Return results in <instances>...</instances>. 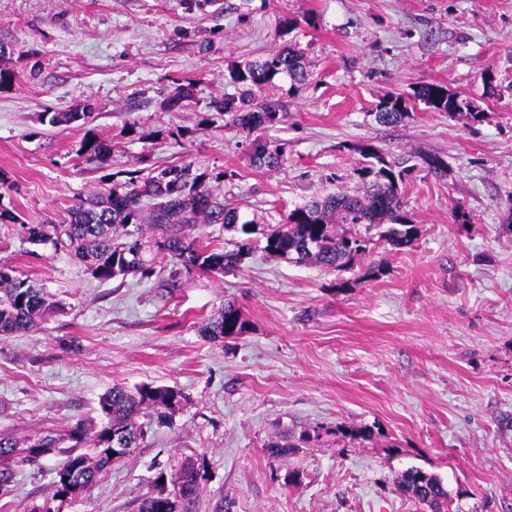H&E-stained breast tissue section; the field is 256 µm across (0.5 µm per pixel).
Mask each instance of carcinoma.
<instances>
[{"label":"carcinoma","mask_w":512,"mask_h":512,"mask_svg":"<svg viewBox=\"0 0 512 512\" xmlns=\"http://www.w3.org/2000/svg\"><path fill=\"white\" fill-rule=\"evenodd\" d=\"M279 75L291 81L289 90L305 84L307 73L302 56L291 46L261 62L236 63L228 69L231 82L241 86L237 98L216 95L212 107L229 117V123L243 133L258 167L279 169L284 163L281 144L260 134L279 122L277 103L262 97L263 90ZM415 100L435 112L452 108L459 112L466 100L448 88L422 84L414 91ZM88 101L67 112H55L52 125H76L84 134L76 156L86 162L104 163L109 147L94 129L87 127L92 115ZM375 120L395 124L409 116L404 97L390 95L375 105ZM362 158L356 169L360 188L315 198L288 212L284 222L266 232L252 219L216 193L211 181L224 174L194 171L191 163L154 167L129 172V178L103 193L80 199L70 206L59 222L23 224V237L32 245H49L54 252L73 255L95 279L108 282L128 276L150 278L156 258L170 265L167 287L178 288L183 273L231 272L260 250L297 266L318 265L327 270L349 272L368 251L369 238L355 231L380 230L379 237L402 249L414 244L420 234L412 214L406 210L399 183L411 170L408 159L391 158L371 143L352 146ZM209 224H222L224 230L240 235L233 248L226 250L213 237L201 233ZM347 228L338 230V225ZM56 302L39 283L6 264L0 265V336L38 330L48 310ZM247 321L235 303L227 301L217 315L199 326V333L211 339L241 336ZM181 393L167 386L137 385L132 389L114 386L99 398L97 416L80 419L59 432L19 439L0 433V494L7 495L16 472L34 466L51 454L62 457L56 470L55 496L72 499L99 483L117 460L112 449L129 455L139 447L142 430L136 417L151 409L160 419L172 416ZM204 462L187 457L171 466V473L160 472L153 486L139 499L138 512H192L202 490ZM397 489L427 506L430 512H464L443 482L418 468L404 471Z\"/></svg>","instance_id":"obj_1"}]
</instances>
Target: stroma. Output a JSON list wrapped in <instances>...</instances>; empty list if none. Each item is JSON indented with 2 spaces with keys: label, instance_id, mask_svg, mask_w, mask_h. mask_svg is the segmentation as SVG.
<instances>
[{
  "label": "stroma",
  "instance_id": "stroma-1",
  "mask_svg": "<svg viewBox=\"0 0 512 512\" xmlns=\"http://www.w3.org/2000/svg\"><path fill=\"white\" fill-rule=\"evenodd\" d=\"M288 43L309 79L265 87L282 106L266 135L285 164L262 169L210 101L239 95L231 64ZM0 46V68L17 76L0 90V202L18 217L0 223V263L64 306L38 331L0 337V432L64 428L117 384L182 395L171 424L140 416L139 447L82 497L55 498L58 456L20 468L9 512H136L159 470L185 456L205 465L193 512H425L396 487L410 468L464 492L465 512H512V0H206L190 11L181 0H0ZM189 82L191 96L170 108ZM426 83L473 102L480 120L419 103L401 123L375 120L383 96ZM85 101L111 145L103 164L77 163L82 131L46 119ZM362 142L447 170L406 177L418 240L402 250L373 240L365 261L382 275L347 288L261 253L178 288L162 271L101 282L21 236L125 181L141 156L224 173L217 193L273 226L355 189ZM228 300L247 331L201 336ZM342 425L371 438H343ZM274 441L284 454L268 453Z\"/></svg>",
  "mask_w": 512,
  "mask_h": 512
}]
</instances>
